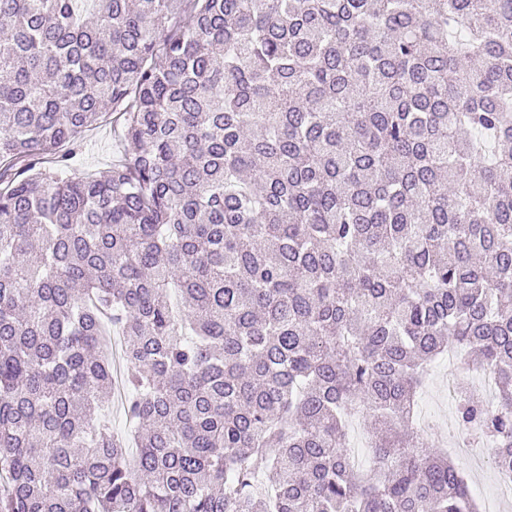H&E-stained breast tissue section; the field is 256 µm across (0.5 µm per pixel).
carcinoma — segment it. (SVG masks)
I'll use <instances>...</instances> for the list:
<instances>
[{
    "mask_svg": "<svg viewBox=\"0 0 512 512\" xmlns=\"http://www.w3.org/2000/svg\"><path fill=\"white\" fill-rule=\"evenodd\" d=\"M450 347L512 471V0H0V512H476ZM80 140L84 148L71 160L68 175L73 178H85L106 170L117 152L112 135V115L103 119L85 131ZM456 357V352L451 350L448 351V361H453ZM448 361L444 360L443 357L435 360L428 369L425 377L424 388L420 394L423 395L425 390L433 393L438 397L444 405L445 416L442 417L435 412L431 414L425 421L422 422L421 433L423 435L424 443L431 448H443L448 451V454L452 455L460 467L464 470L469 489L472 497L474 496L473 483L471 481V472L473 461L475 458H479L485 465L487 473L483 476V482L481 491L485 497L492 498L496 495L494 501H483L480 506V512H498L500 511L496 507V501H512V472L505 473L502 471L497 472V487L498 492L496 494V482L494 481L493 467L490 465L488 458L490 456V450L487 447L478 445V448L470 449L466 453H460L454 451L450 447V442L456 438V423L454 419V403L449 394L448 385L456 383L465 378L468 382L474 384V379L481 373L478 371H471L468 373L456 372L454 366H449ZM478 388V387H477ZM479 389V388H478ZM419 397V398H420ZM448 424L453 426V432L448 428ZM447 429V437L444 435V430ZM441 431V433L439 432Z\"/></svg>",
    "mask_w": 512,
    "mask_h": 512,
    "instance_id": "carcinoma-1",
    "label": "carcinoma"
}]
</instances>
